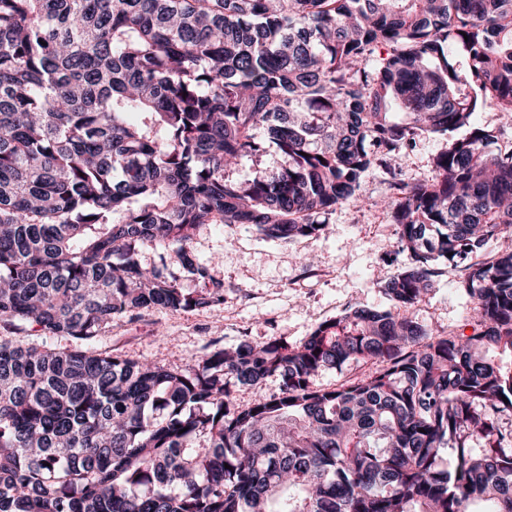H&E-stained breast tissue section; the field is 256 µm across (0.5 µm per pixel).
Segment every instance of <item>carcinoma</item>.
Listing matches in <instances>:
<instances>
[{
  "label": "carcinoma",
  "mask_w": 512,
  "mask_h": 512,
  "mask_svg": "<svg viewBox=\"0 0 512 512\" xmlns=\"http://www.w3.org/2000/svg\"><path fill=\"white\" fill-rule=\"evenodd\" d=\"M489 100L512 119V0H0V325L73 343L0 336V512H512V246L488 249L512 236V140L475 123ZM460 129L400 179L420 135ZM267 143L277 173L229 177ZM377 167L413 257L392 308L176 367L93 347L224 301L202 226L317 237ZM439 260L465 338L413 317ZM352 361L379 368L314 386ZM257 393H262L267 397L278 395L280 393L279 381L270 378L257 388L237 385L232 389L231 398L237 407L244 408L253 403Z\"/></svg>",
  "instance_id": "cac0c4a2"
}]
</instances>
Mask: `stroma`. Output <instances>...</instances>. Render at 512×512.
Masks as SVG:
<instances>
[{
	"label": "stroma",
	"mask_w": 512,
	"mask_h": 512,
	"mask_svg": "<svg viewBox=\"0 0 512 512\" xmlns=\"http://www.w3.org/2000/svg\"><path fill=\"white\" fill-rule=\"evenodd\" d=\"M447 139L425 134L401 162V177L414 182L430 176L434 155ZM367 204H343L330 215L317 238L272 241L242 225L209 224L193 240L201 260L219 256L224 280L222 304L189 312L146 310L114 322L97 346L129 358L149 357L179 365L205 354L209 341L230 348L240 342L272 338L300 344L318 323L354 308L387 309V281L411 263L399 244L397 226L377 201L392 189L382 170L360 185ZM415 317L445 336L470 335L469 297L459 268L440 263Z\"/></svg>",
	"instance_id": "stroma-1"
}]
</instances>
